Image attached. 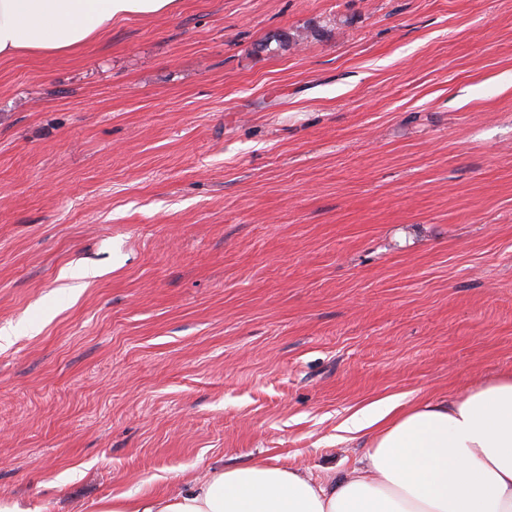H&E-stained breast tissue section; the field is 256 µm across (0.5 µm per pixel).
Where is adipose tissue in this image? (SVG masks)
Returning <instances> with one entry per match:
<instances>
[{"mask_svg":"<svg viewBox=\"0 0 512 512\" xmlns=\"http://www.w3.org/2000/svg\"><path fill=\"white\" fill-rule=\"evenodd\" d=\"M178 3L0 0V57L71 53L113 22L171 14ZM341 429L372 434L343 475L259 460L213 470L176 493L108 497L97 512H512V373L448 399L387 397Z\"/></svg>","mask_w":512,"mask_h":512,"instance_id":"obj_1","label":"adipose tissue"}]
</instances>
